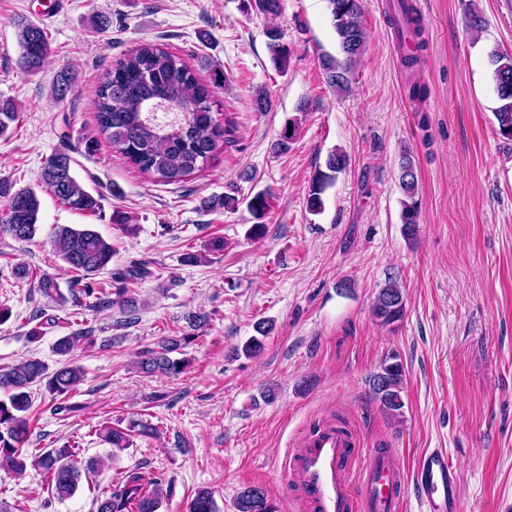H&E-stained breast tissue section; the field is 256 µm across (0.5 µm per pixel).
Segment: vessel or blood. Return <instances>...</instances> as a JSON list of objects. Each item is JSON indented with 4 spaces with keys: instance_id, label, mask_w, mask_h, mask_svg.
<instances>
[{
    "instance_id": "b4317fda",
    "label": "vessel or blood",
    "mask_w": 512,
    "mask_h": 512,
    "mask_svg": "<svg viewBox=\"0 0 512 512\" xmlns=\"http://www.w3.org/2000/svg\"><path fill=\"white\" fill-rule=\"evenodd\" d=\"M287 467L306 512H398L409 493L420 512H463L456 474L441 449L421 456L409 483L394 449L366 450L352 431L320 426L292 443Z\"/></svg>"
}]
</instances>
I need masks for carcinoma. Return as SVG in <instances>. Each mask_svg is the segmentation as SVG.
I'll list each match as a JSON object with an SVG mask.
<instances>
[{
    "instance_id": "carcinoma-1",
    "label": "carcinoma",
    "mask_w": 512,
    "mask_h": 512,
    "mask_svg": "<svg viewBox=\"0 0 512 512\" xmlns=\"http://www.w3.org/2000/svg\"><path fill=\"white\" fill-rule=\"evenodd\" d=\"M331 24L336 33L338 54L324 53L318 65L327 86L339 93L350 91L355 68L366 50L367 33L363 22L362 0H327ZM247 8L258 15L272 17L280 11L279 0H248ZM397 27L401 38L413 43V48L402 56L403 68L412 71L419 64L422 20L410 0H396ZM266 47L275 68L288 71L291 50L283 41L276 26L266 30ZM20 47L18 66L35 75L44 68L51 45L46 30L30 21L17 24ZM494 70L492 80L500 101L495 112L499 134L512 141V56L492 53ZM76 76L67 69L56 73L52 92L59 98L75 86ZM223 82L220 73H214L213 85ZM211 85V86H213ZM200 81L195 70L183 56L157 44L143 43L124 54L112 65V70L94 91L96 121L105 135L132 166L141 173L163 184H178L191 174L207 168L215 161L224 144L229 142L231 130L213 115V91ZM19 116V107L10 98L0 97V137L11 135V124ZM300 119L286 122L280 138L274 144L278 152L288 151L289 144L299 131ZM72 159L67 153L49 156L42 168L41 180L46 190L57 201L81 213L99 214L103 195L86 190L75 177ZM348 155L332 150L325 161V170H319L311 179L306 206L317 215L324 210L323 195L348 166ZM417 166L412 151L401 150L399 184L405 199L400 214L404 236L413 240L421 221L417 194ZM0 198L5 206L0 210V240L9 237L27 242L34 239L39 226L41 199L31 188H15L9 179L0 178ZM272 195L266 191L256 193L248 201V209L255 216L266 214L271 208ZM238 200L229 196H212L202 201L201 209L217 211L233 209ZM54 256L74 273L63 295L53 277L36 275L24 264L14 266L19 279L37 280V288L59 303L73 302L77 306L100 307L112 304V296L132 308L133 301L125 298L129 281L142 279L147 274L143 265H132L112 273L117 288H96L91 277L104 270L112 261L114 248L101 234L91 228L56 227L51 238ZM372 315L382 327L392 328L405 315L402 289L393 275L379 288ZM206 318L191 314L186 317L189 331L178 337H167L155 348L146 349L138 362L146 374L177 375L184 369L183 361L171 353L190 343L194 332L205 324ZM90 340L84 332H73L58 338L54 351L71 356L83 341ZM84 379L81 367L67 362L49 371L38 358L26 359L6 371L0 372V390L8 399L0 400V467L16 474L31 465L42 470L53 497L72 496L78 487L81 471L92 464L78 460L77 449L68 444L32 454L25 448L29 436L28 412L32 407L30 388L43 384L56 399H63ZM405 371L395 353L383 359L369 378L372 399L391 418L402 416ZM104 440L117 449L130 445V434L112 426L99 429ZM171 483L159 476H147L137 470L129 471L110 492L96 497L97 512H158L163 493L170 492ZM237 512H278L277 504L259 487L242 492L236 503ZM188 512H215L212 492L198 490L188 504Z\"/></svg>"
}]
</instances>
